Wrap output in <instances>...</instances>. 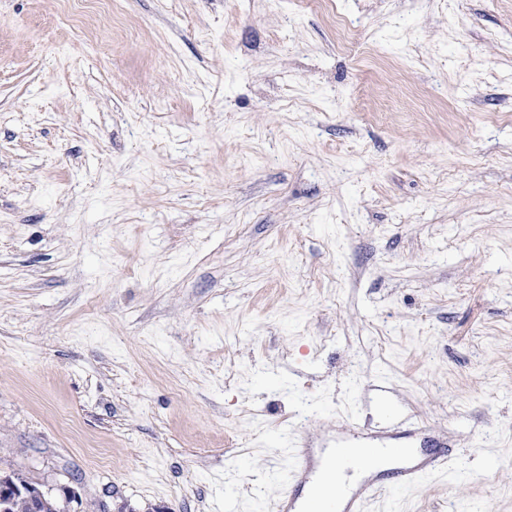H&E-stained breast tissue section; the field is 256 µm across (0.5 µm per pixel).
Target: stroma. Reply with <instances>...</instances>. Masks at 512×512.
I'll use <instances>...</instances> for the list:
<instances>
[{"instance_id": "1", "label": "stroma", "mask_w": 512, "mask_h": 512, "mask_svg": "<svg viewBox=\"0 0 512 512\" xmlns=\"http://www.w3.org/2000/svg\"><path fill=\"white\" fill-rule=\"evenodd\" d=\"M335 2L0 0L1 475L267 512L384 385L366 512H512V0ZM406 424L396 431L368 435L347 420L342 439L333 448H324L318 460L303 432H295L284 448L290 459L288 476L270 510L363 512L364 504L380 492L411 488L447 467L448 450L436 449L446 448L444 444L435 442L430 449L417 447L432 441L433 426L410 419ZM382 463L392 466L389 480L373 477L355 488L345 486L336 492L341 473L353 469L370 471Z\"/></svg>"}]
</instances>
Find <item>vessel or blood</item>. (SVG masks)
<instances>
[{
	"label": "vessel or blood",
	"mask_w": 512,
	"mask_h": 512,
	"mask_svg": "<svg viewBox=\"0 0 512 512\" xmlns=\"http://www.w3.org/2000/svg\"><path fill=\"white\" fill-rule=\"evenodd\" d=\"M432 430L413 420L405 428L368 435L351 422L341 440L318 455L303 432H295L285 451L288 476L272 512H363L380 492L419 484L448 465L447 450L430 446Z\"/></svg>",
	"instance_id": "1"
}]
</instances>
